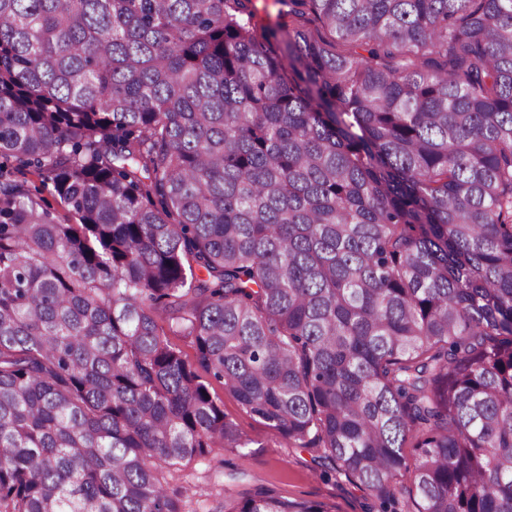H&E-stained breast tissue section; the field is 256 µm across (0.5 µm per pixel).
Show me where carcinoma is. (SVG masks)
<instances>
[{
    "label": "carcinoma",
    "mask_w": 512,
    "mask_h": 512,
    "mask_svg": "<svg viewBox=\"0 0 512 512\" xmlns=\"http://www.w3.org/2000/svg\"><path fill=\"white\" fill-rule=\"evenodd\" d=\"M276 3L0 0V512H181L249 445L205 374L378 512H512V0Z\"/></svg>",
    "instance_id": "cac0c4a2"
}]
</instances>
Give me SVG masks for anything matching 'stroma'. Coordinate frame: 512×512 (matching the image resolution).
I'll use <instances>...</instances> for the list:
<instances>
[{
    "mask_svg": "<svg viewBox=\"0 0 512 512\" xmlns=\"http://www.w3.org/2000/svg\"><path fill=\"white\" fill-rule=\"evenodd\" d=\"M212 390L224 401V414L251 444L227 448L168 472L169 491L183 512H224L227 505L264 490L283 498L325 505L328 512H377L374 499L344 476L325 470L316 448H291L251 415L222 384Z\"/></svg>",
    "mask_w": 512,
    "mask_h": 512,
    "instance_id": "obj_1",
    "label": "stroma"
}]
</instances>
